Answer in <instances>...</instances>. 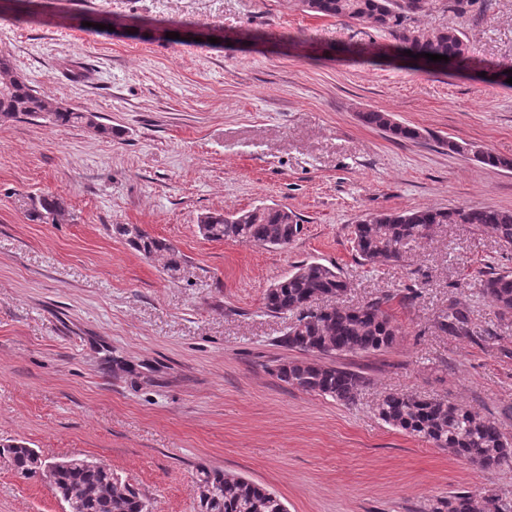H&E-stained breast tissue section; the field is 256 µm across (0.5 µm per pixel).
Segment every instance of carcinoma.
<instances>
[{
    "mask_svg": "<svg viewBox=\"0 0 512 512\" xmlns=\"http://www.w3.org/2000/svg\"><path fill=\"white\" fill-rule=\"evenodd\" d=\"M301 10L313 16L346 18L370 23L392 40L393 57L426 66L462 70L469 66L463 31L452 23L439 31L417 25L431 0H297ZM412 51V55L404 51ZM424 53L445 55L448 60L431 62ZM17 71L10 55L0 51V121L33 117L56 127H82L110 138L120 131L98 121L92 125L93 110H77L42 96ZM390 114L366 111L360 121L387 133L396 140L417 141L420 129L398 121ZM448 150L459 153L471 149L484 164L512 168V160L493 155L470 143L444 140ZM66 215L62 198L44 193L30 198L28 217L42 224H57ZM439 224H470L476 230L493 234L512 248V211L490 206L453 209L425 208L404 212L370 213L354 225L353 248L367 263L404 258L408 246L430 235ZM199 232L211 241L231 240L258 246L277 247L294 242L300 233V218L291 210L256 205L250 209L209 212L200 217ZM112 234L124 239L146 258L165 257L164 270L177 278L184 258L164 239L137 225L114 224ZM348 285L335 269L318 261H302L273 284L266 293L265 307L273 314H297L281 343L312 360H293L278 365L276 377L292 388L330 397L351 405L365 384L358 372L324 362L342 354L371 353L393 347L399 327L383 308L381 300L359 306L340 304ZM482 294L500 314L512 313V274L490 272L482 284ZM334 300V305L318 310L311 303L319 298ZM467 324L462 312L448 309L444 330L457 331ZM375 412L385 424L407 431L443 448L482 469L512 461V443L498 424L480 412L442 398L416 394L389 393L378 401ZM16 472L28 480L48 481L63 501L79 503L80 512H151L149 502L131 484L119 478L108 465L88 468L81 458H69L66 465L49 472L38 466L39 453L23 443L0 446ZM199 512H287L272 490L250 480L217 469H198ZM430 512H512V495L451 493L433 500Z\"/></svg>",
    "mask_w": 512,
    "mask_h": 512,
    "instance_id": "1",
    "label": "carcinoma"
}]
</instances>
